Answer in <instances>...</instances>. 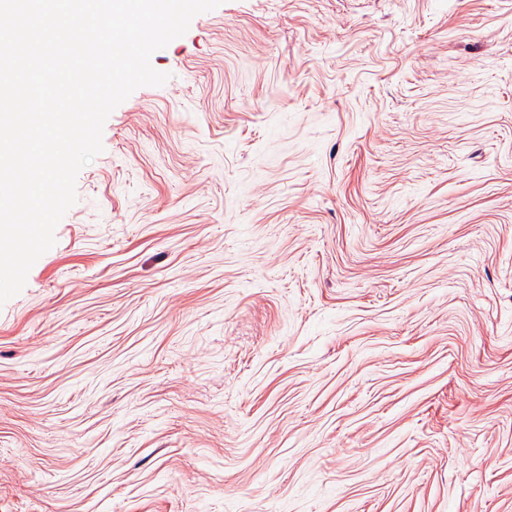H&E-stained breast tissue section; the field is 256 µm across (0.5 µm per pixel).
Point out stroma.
Returning <instances> with one entry per match:
<instances>
[{"instance_id": "stroma-1", "label": "stroma", "mask_w": 512, "mask_h": 512, "mask_svg": "<svg viewBox=\"0 0 512 512\" xmlns=\"http://www.w3.org/2000/svg\"><path fill=\"white\" fill-rule=\"evenodd\" d=\"M0 306V512H512V0H224Z\"/></svg>"}]
</instances>
